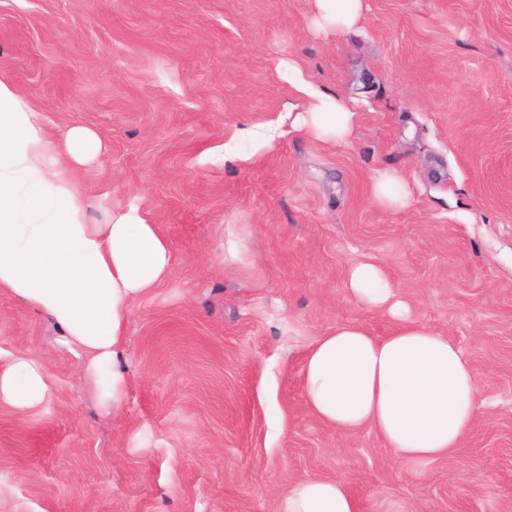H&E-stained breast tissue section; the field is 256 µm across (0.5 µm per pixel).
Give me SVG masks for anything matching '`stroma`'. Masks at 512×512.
Listing matches in <instances>:
<instances>
[{"mask_svg":"<svg viewBox=\"0 0 512 512\" xmlns=\"http://www.w3.org/2000/svg\"><path fill=\"white\" fill-rule=\"evenodd\" d=\"M316 13L314 0H0V78L54 130L103 142L77 174L100 203L90 222L137 207L173 256L132 304L118 414L54 325L0 291V367L24 351L50 377L41 405L0 403V512H277L314 478L341 480L359 512H512V0H363L341 37ZM288 60L354 107L348 143L236 139L299 103ZM386 169L409 183L406 208L374 202ZM362 260L478 373L473 429L420 472L305 405L316 338L397 325L349 294Z\"/></svg>","mask_w":512,"mask_h":512,"instance_id":"stroma-1","label":"stroma"}]
</instances>
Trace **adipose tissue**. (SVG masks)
Here are the masks:
<instances>
[{"label": "adipose tissue", "instance_id": "obj_1", "mask_svg": "<svg viewBox=\"0 0 512 512\" xmlns=\"http://www.w3.org/2000/svg\"><path fill=\"white\" fill-rule=\"evenodd\" d=\"M339 2L316 0L318 27L338 36L362 13L361 0L344 8ZM288 81L310 102L306 111L291 112L292 129L327 143L349 139L352 107L314 89L297 63H289ZM101 153L94 130L73 125L55 134L44 113L0 79V290L55 324L59 343L82 361L85 383L117 413L127 394L120 362L132 303L165 279L172 251L138 210L87 222L93 202L75 174ZM347 286L365 304L389 305L399 323L386 336L345 323L318 337L304 363L308 410L345 434L373 429L407 465L448 457L476 418V370L456 343L408 318L377 265H352ZM48 391L46 367L36 359L20 354L0 369L2 403L32 408ZM278 512L359 509L342 482L306 479L291 485Z\"/></svg>", "mask_w": 512, "mask_h": 512}]
</instances>
